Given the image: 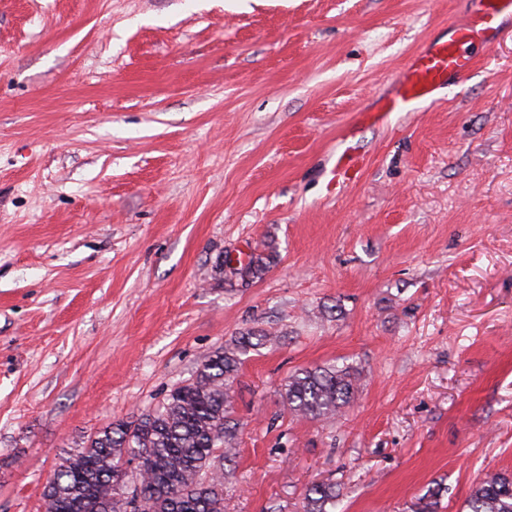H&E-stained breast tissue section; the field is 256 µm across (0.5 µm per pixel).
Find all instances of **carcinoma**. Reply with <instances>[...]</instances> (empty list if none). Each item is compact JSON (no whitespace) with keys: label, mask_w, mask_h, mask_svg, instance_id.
I'll use <instances>...</instances> for the list:
<instances>
[{"label":"carcinoma","mask_w":512,"mask_h":512,"mask_svg":"<svg viewBox=\"0 0 512 512\" xmlns=\"http://www.w3.org/2000/svg\"><path fill=\"white\" fill-rule=\"evenodd\" d=\"M263 266L260 256L239 270L216 261L226 278L254 275ZM266 340L261 330L240 333L206 357L156 409L90 435L48 477L47 512H224V471L215 467L214 456L221 450L230 461L237 451L229 389L243 356ZM359 381L360 372L349 364L303 367L284 381L280 397L296 417L330 421L351 404ZM443 492L439 486L423 495L414 512H435ZM338 498L336 485L313 484L305 491V512H332ZM464 512H512V473L482 480Z\"/></svg>","instance_id":"obj_1"}]
</instances>
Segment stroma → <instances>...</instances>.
I'll return each instance as SVG.
<instances>
[{
  "label": "stroma",
  "mask_w": 512,
  "mask_h": 512,
  "mask_svg": "<svg viewBox=\"0 0 512 512\" xmlns=\"http://www.w3.org/2000/svg\"><path fill=\"white\" fill-rule=\"evenodd\" d=\"M461 0H0V512L238 332L224 512H461L512 471V39L444 99L358 111ZM367 155L336 177L344 130ZM262 255L256 275L225 281ZM353 403L298 419L295 369ZM360 372L349 364L297 369L282 384L284 408L301 419L330 421L351 404ZM306 501L305 512H333L339 493H336V485L321 482L308 487L304 494Z\"/></svg>",
  "instance_id": "stroma-1"
}]
</instances>
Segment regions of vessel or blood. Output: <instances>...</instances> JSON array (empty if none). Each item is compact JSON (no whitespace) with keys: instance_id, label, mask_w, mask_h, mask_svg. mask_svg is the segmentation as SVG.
Listing matches in <instances>:
<instances>
[{"instance_id":"vessel-or-blood-1","label":"vessel or blood","mask_w":512,"mask_h":512,"mask_svg":"<svg viewBox=\"0 0 512 512\" xmlns=\"http://www.w3.org/2000/svg\"><path fill=\"white\" fill-rule=\"evenodd\" d=\"M464 12L446 39H436L406 64L394 91L381 99L379 112H411L435 92L466 76L473 68L471 46L490 49L512 36V0H463Z\"/></svg>"}]
</instances>
